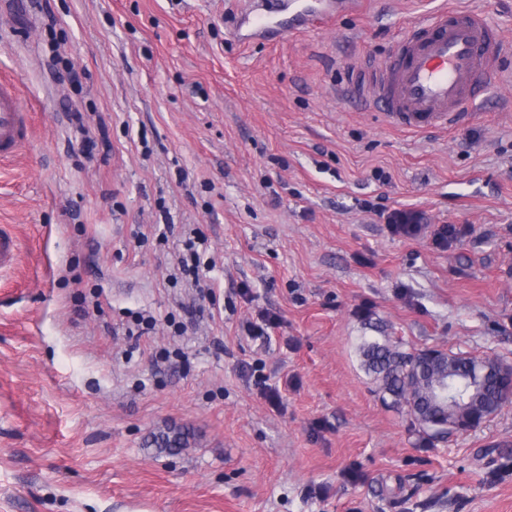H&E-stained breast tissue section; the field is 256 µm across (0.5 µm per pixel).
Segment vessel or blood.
Here are the masks:
<instances>
[{
    "mask_svg": "<svg viewBox=\"0 0 512 512\" xmlns=\"http://www.w3.org/2000/svg\"><path fill=\"white\" fill-rule=\"evenodd\" d=\"M292 12L277 18L248 9L241 21L251 38L276 29L288 34L308 28L359 0H290ZM500 55L498 31L473 10L435 11L403 38L379 67L373 88L363 95L370 106L401 124L428 129L448 125L459 113L484 102ZM29 113L15 81L0 79V159L13 157L28 139Z\"/></svg>",
    "mask_w": 512,
    "mask_h": 512,
    "instance_id": "obj_1",
    "label": "vessel or blood"
}]
</instances>
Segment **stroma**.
I'll use <instances>...</instances> for the list:
<instances>
[{
    "label": "stroma",
    "mask_w": 512,
    "mask_h": 512,
    "mask_svg": "<svg viewBox=\"0 0 512 512\" xmlns=\"http://www.w3.org/2000/svg\"><path fill=\"white\" fill-rule=\"evenodd\" d=\"M443 6L497 27L492 97L427 130L356 104L352 72ZM243 8L25 0L0 23L32 122L0 161L20 243L0 274V512H512V480L484 479L512 403L425 446L360 354L395 336L512 365V0H362L251 40ZM404 213L420 235L394 231ZM168 218L207 239L220 318L184 323ZM441 224L468 234L438 246ZM261 310L281 317L265 342ZM141 313L155 329L129 335ZM260 375L287 382L284 414ZM165 426L190 447L149 448Z\"/></svg>",
    "instance_id": "1"
}]
</instances>
